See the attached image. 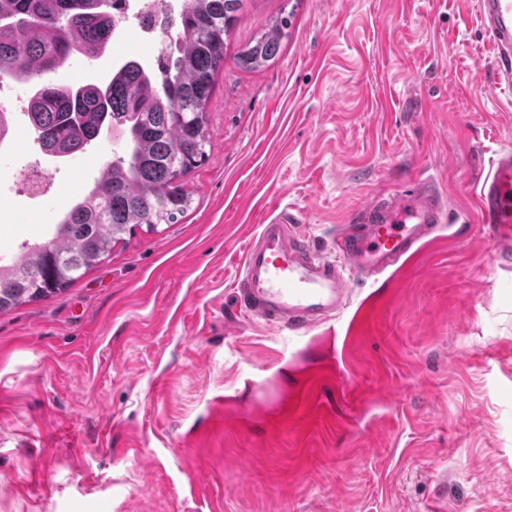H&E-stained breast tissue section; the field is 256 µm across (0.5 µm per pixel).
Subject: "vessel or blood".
Instances as JSON below:
<instances>
[{
    "label": "vessel or blood",
    "instance_id": "1",
    "mask_svg": "<svg viewBox=\"0 0 512 512\" xmlns=\"http://www.w3.org/2000/svg\"><path fill=\"white\" fill-rule=\"evenodd\" d=\"M505 80H512V0H478ZM484 223L499 242H512V149L499 153L477 192ZM448 221L434 183L393 190L342 227L328 249L313 247L287 221L262 225L243 253L238 304L251 319L304 335L348 306L354 280L383 271Z\"/></svg>",
    "mask_w": 512,
    "mask_h": 512
}]
</instances>
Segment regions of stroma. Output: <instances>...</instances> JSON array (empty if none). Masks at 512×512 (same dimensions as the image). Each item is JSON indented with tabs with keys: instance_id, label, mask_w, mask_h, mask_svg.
<instances>
[{
	"instance_id": "35a3bbf8",
	"label": "stroma",
	"mask_w": 512,
	"mask_h": 512,
	"mask_svg": "<svg viewBox=\"0 0 512 512\" xmlns=\"http://www.w3.org/2000/svg\"><path fill=\"white\" fill-rule=\"evenodd\" d=\"M277 57L237 50L280 13ZM53 79L107 83L135 30ZM179 223L136 231L56 297L0 313V512H512V252L476 208L512 147L477 0H245ZM0 253L46 234L124 143L55 161L15 85ZM40 162L54 190L32 199ZM439 183L448 222L295 336L238 306L247 241L284 218L325 249L370 199ZM346 397H339V390Z\"/></svg>"
}]
</instances>
